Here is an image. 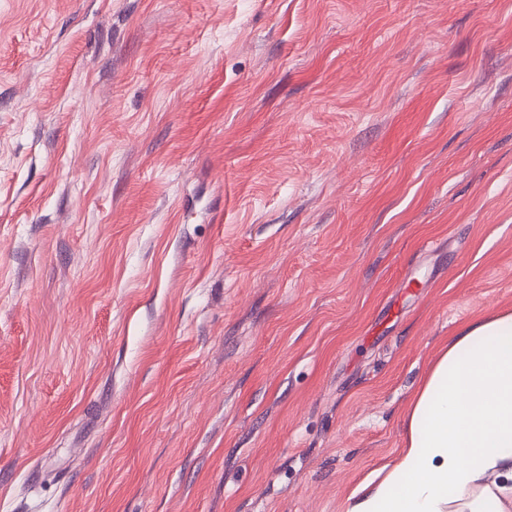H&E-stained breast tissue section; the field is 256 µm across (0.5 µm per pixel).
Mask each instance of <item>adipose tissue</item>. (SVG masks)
<instances>
[{"label":"adipose tissue","mask_w":512,"mask_h":512,"mask_svg":"<svg viewBox=\"0 0 512 512\" xmlns=\"http://www.w3.org/2000/svg\"><path fill=\"white\" fill-rule=\"evenodd\" d=\"M392 465L346 512H512V312L449 337L417 385Z\"/></svg>","instance_id":"obj_1"}]
</instances>
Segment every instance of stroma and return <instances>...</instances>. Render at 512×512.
Returning a JSON list of instances; mask_svg holds the SVG:
<instances>
[{
    "instance_id": "obj_1",
    "label": "stroma",
    "mask_w": 512,
    "mask_h": 512,
    "mask_svg": "<svg viewBox=\"0 0 512 512\" xmlns=\"http://www.w3.org/2000/svg\"><path fill=\"white\" fill-rule=\"evenodd\" d=\"M512 310V0H0V512H346Z\"/></svg>"
}]
</instances>
